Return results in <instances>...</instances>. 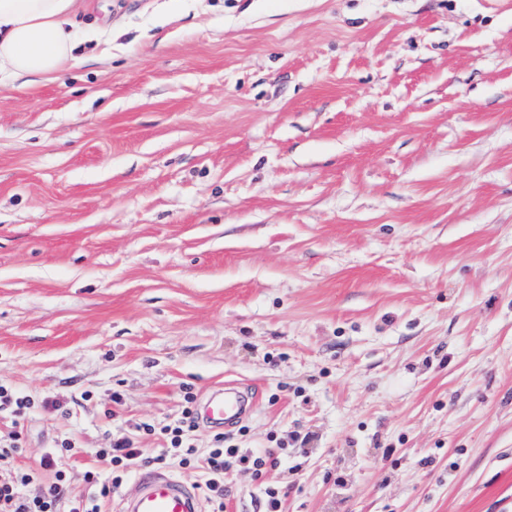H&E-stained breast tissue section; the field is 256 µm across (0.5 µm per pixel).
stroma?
I'll list each match as a JSON object with an SVG mask.
<instances>
[{"mask_svg": "<svg viewBox=\"0 0 512 512\" xmlns=\"http://www.w3.org/2000/svg\"><path fill=\"white\" fill-rule=\"evenodd\" d=\"M0 83L20 465L257 394L224 512H512V0H87ZM51 409H44V402ZM155 434L139 432L140 424Z\"/></svg>", "mask_w": 512, "mask_h": 512, "instance_id": "obj_1", "label": "stroma"}]
</instances>
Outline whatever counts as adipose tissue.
<instances>
[{
    "label": "adipose tissue",
    "instance_id": "ef3b65f1",
    "mask_svg": "<svg viewBox=\"0 0 512 512\" xmlns=\"http://www.w3.org/2000/svg\"><path fill=\"white\" fill-rule=\"evenodd\" d=\"M82 0H0V76L57 80L83 45L111 37L105 22L80 29Z\"/></svg>",
    "mask_w": 512,
    "mask_h": 512
}]
</instances>
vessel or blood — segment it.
Returning <instances> with one entry per match:
<instances>
[{
	"mask_svg": "<svg viewBox=\"0 0 512 512\" xmlns=\"http://www.w3.org/2000/svg\"><path fill=\"white\" fill-rule=\"evenodd\" d=\"M249 409L248 396L231 386L213 392L205 407L214 424H230ZM121 512H201L200 498L193 486L156 471L142 472L122 499Z\"/></svg>",
	"mask_w": 512,
	"mask_h": 512,
	"instance_id": "b4317fda",
	"label": "vessel or blood"
}]
</instances>
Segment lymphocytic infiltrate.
<instances>
[{
	"label": "lymphocytic infiltrate",
	"mask_w": 512,
	"mask_h": 512,
	"mask_svg": "<svg viewBox=\"0 0 512 512\" xmlns=\"http://www.w3.org/2000/svg\"><path fill=\"white\" fill-rule=\"evenodd\" d=\"M197 416L192 407H184L180 416L164 427L167 447L154 454L135 447L132 440L121 437L110 447L98 449L101 469L84 474L85 489L70 493L63 460L72 452L70 444L48 449L40 459V467L51 480L38 490H31V476L13 463L21 437L12 432L0 437V512H105L104 506L113 489L141 469L179 465L199 470L210 512H224V479L236 469L261 471L272 458L271 451L245 454L239 448L225 445L223 434H214L210 448L199 451L193 443Z\"/></svg>",
	"instance_id": "1"
}]
</instances>
